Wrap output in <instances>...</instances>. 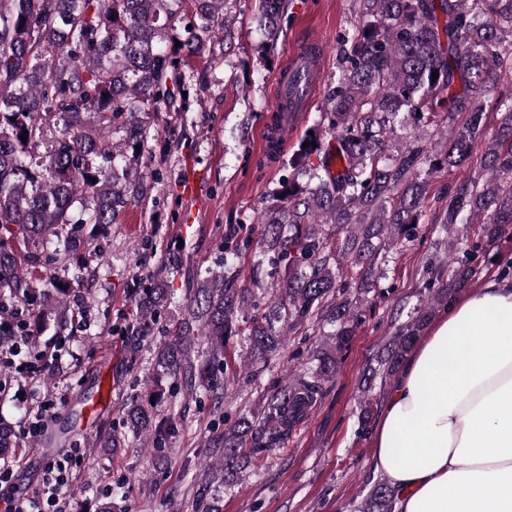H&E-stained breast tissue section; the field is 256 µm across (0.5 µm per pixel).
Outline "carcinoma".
Instances as JSON below:
<instances>
[{"label":"carcinoma","instance_id":"carcinoma-1","mask_svg":"<svg viewBox=\"0 0 512 512\" xmlns=\"http://www.w3.org/2000/svg\"><path fill=\"white\" fill-rule=\"evenodd\" d=\"M0 0V337L22 344L69 311L72 281L39 273L60 254L74 257L161 181L160 169L135 164L148 152L149 118L176 111L182 62L217 59L227 45L225 0ZM372 21L339 36L341 71L323 112L313 121L310 146L291 160L261 215L252 288L275 289L267 307L240 319L252 288H234L242 248L224 242L216 269L192 277L188 318L156 352L157 398L217 394L221 377L241 371L226 352L246 337L250 357L267 361L283 330L311 326L343 350L362 313L337 300L340 260L350 279L373 288L381 250L410 240L425 207L424 169L454 168L471 156L484 120L482 98L512 72V0H359ZM289 0H259L261 63L270 61L286 30ZM437 76H432V73ZM497 137L481 158V173L434 207L433 224H480L488 239L512 226V96L499 100ZM438 138H415L389 154L407 120ZM330 134L333 143L325 141ZM27 136L21 140V136ZM141 149H136V146ZM318 165H313L311 157ZM307 173L302 184L296 173ZM344 233L338 246L324 227ZM474 254L447 260L425 282L426 300L413 308L385 346L372 377L396 373L424 325L475 273ZM170 295L168 280L134 291L137 319L153 321ZM337 362L325 353L317 369L274 390L260 418L241 416L224 428L222 459L209 470L224 479L245 470L243 449L277 448L323 394ZM376 399L359 403V434H369ZM128 427L158 449L176 429L135 401ZM396 492L379 479L358 512H394Z\"/></svg>","mask_w":512,"mask_h":512}]
</instances>
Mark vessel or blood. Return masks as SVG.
I'll return each instance as SVG.
<instances>
[{
  "mask_svg": "<svg viewBox=\"0 0 512 512\" xmlns=\"http://www.w3.org/2000/svg\"><path fill=\"white\" fill-rule=\"evenodd\" d=\"M325 47L318 37L308 36L290 46L278 72L272 109L280 120L266 118L264 146L271 156H279L288 145V135L298 129L320 88Z\"/></svg>",
  "mask_w": 512,
  "mask_h": 512,
  "instance_id": "1",
  "label": "vessel or blood"
}]
</instances>
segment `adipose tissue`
Segmentation results:
<instances>
[{
	"label": "adipose tissue",
	"instance_id": "1",
	"mask_svg": "<svg viewBox=\"0 0 512 512\" xmlns=\"http://www.w3.org/2000/svg\"><path fill=\"white\" fill-rule=\"evenodd\" d=\"M395 512H512V274L451 303L373 429Z\"/></svg>",
	"mask_w": 512,
	"mask_h": 512
}]
</instances>
